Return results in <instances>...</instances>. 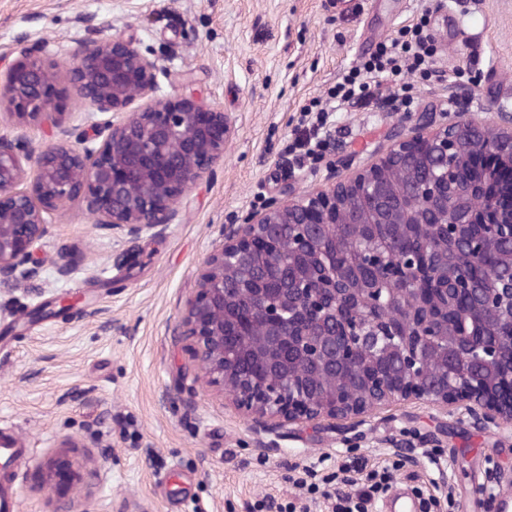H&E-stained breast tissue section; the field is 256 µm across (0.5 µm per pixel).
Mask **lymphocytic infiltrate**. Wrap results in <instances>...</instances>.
Returning <instances> with one entry per match:
<instances>
[{"label":"lymphocytic infiltrate","instance_id":"lymphocytic-infiltrate-1","mask_svg":"<svg viewBox=\"0 0 512 512\" xmlns=\"http://www.w3.org/2000/svg\"><path fill=\"white\" fill-rule=\"evenodd\" d=\"M428 23V18H420L416 24L402 29L398 37L379 43L362 70L345 76L342 82L330 88L326 100L316 99L302 107L301 117L280 157L283 172L291 173L323 160L332 147L333 118L327 106L328 101L353 106L372 98L379 109L389 113H396L410 106L411 98L402 82L403 74H417L425 79L435 74L429 63L436 55L437 48L427 32ZM379 77L390 81L392 88L388 94L376 98L372 95L371 84ZM389 478L388 471L371 470L367 473L361 490L354 494L337 489L336 479L332 476L319 484L301 476L296 479L295 484L311 493L321 492L325 499L331 500L332 512H350L352 499L370 501Z\"/></svg>","mask_w":512,"mask_h":512}]
</instances>
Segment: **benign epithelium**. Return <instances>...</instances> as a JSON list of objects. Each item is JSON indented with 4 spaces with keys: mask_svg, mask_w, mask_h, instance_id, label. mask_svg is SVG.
<instances>
[{
    "mask_svg": "<svg viewBox=\"0 0 512 512\" xmlns=\"http://www.w3.org/2000/svg\"><path fill=\"white\" fill-rule=\"evenodd\" d=\"M87 36L77 43L64 62L45 64V46L28 36L12 49L13 60L0 83V105L20 126L35 124L49 138L33 152L20 139L0 136V283L34 280L41 276L42 255L48 234L45 215L65 201L85 206L94 223L113 234L140 238L157 236L179 216V201L202 180L213 162L224 153L229 122L188 80L185 94L159 93L158 63L145 56L132 36L106 37L96 16L80 17ZM75 89L96 112L112 117L87 126L69 125L64 87ZM142 105L128 110L133 103ZM412 137L399 142L380 163L348 183L333 184L314 194L298 196L254 214L244 224L222 228L199 272V288L188 302L174 334L189 354L192 369L229 396L238 408L265 431L291 423L343 420L351 415L398 398L453 406L466 396L474 403L466 409L483 424L495 425L494 412L512 403L495 395L502 381L512 385V366L505 369L496 344L477 336L467 338L464 357H476L489 368L477 380L448 374V387L433 392L425 383L438 370L420 351L423 344L448 349V334L441 332L427 313V306L408 296L381 307L372 305L365 288L337 287L336 271L327 270L323 287L293 295L286 288L270 303L263 288L245 282L236 294L252 300L257 328L234 347L225 343L224 307L229 295L224 281L241 277V260L251 242L270 224H294L306 211L320 215L329 227L355 210L359 196L377 192L379 174L396 168L413 143L428 142L438 157L432 180L448 183V155L462 142L500 154L512 165V137L503 141L481 123L461 117L437 131L425 116L411 129ZM57 279L68 280L76 266L67 247H58L52 260ZM484 303L512 308V290L498 289L484 296ZM375 310L379 321L409 320L412 330L393 337L400 355L403 381L387 388L377 378L371 394H351L336 377L335 337L326 333L327 322L342 310ZM266 362L278 376L263 383L248 376L243 364ZM79 445L63 439L47 462L46 484L59 478L65 462L76 479L89 470L99 481L110 473V457L68 458Z\"/></svg>",
    "mask_w": 512,
    "mask_h": 512,
    "instance_id": "obj_1",
    "label": "benign epithelium"
}]
</instances>
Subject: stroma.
Instances as JSON below:
<instances>
[{"label":"stroma","instance_id":"stroma-1","mask_svg":"<svg viewBox=\"0 0 512 512\" xmlns=\"http://www.w3.org/2000/svg\"><path fill=\"white\" fill-rule=\"evenodd\" d=\"M429 13L437 75L407 73L409 111L336 107V148L314 168L277 179L276 162L309 100L357 68L385 40ZM135 36L161 68L162 93L183 78L204 87L232 121L224 153L182 198L179 223L132 241L100 230L84 205L47 215L43 253L68 244L77 271L57 280L0 283L11 312L0 317V434L24 440L15 464L19 512H56L68 483L43 485L40 467L61 439L97 437L111 458L104 485L85 477L86 512H252L267 497L327 512L293 471L327 474L357 464L387 467L395 490L431 501L428 512H489L485 488L512 483V420L486 428L464 409L399 401L357 424L289 425L257 431L216 388L197 380L173 328L198 288V271L220 230L290 195L352 177L388 152L424 107L438 119L458 105L498 122L489 103L512 106V0H364L351 13L333 0H0V69L15 37L31 34L52 62L83 36L79 15ZM82 295L100 310L27 314L57 295ZM444 449L439 470L424 449Z\"/></svg>","mask_w":512,"mask_h":512}]
</instances>
